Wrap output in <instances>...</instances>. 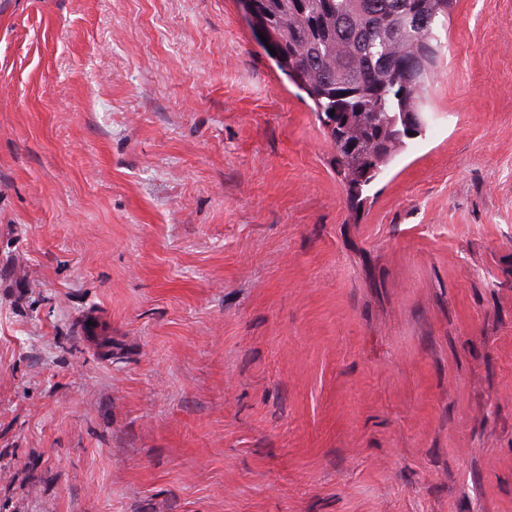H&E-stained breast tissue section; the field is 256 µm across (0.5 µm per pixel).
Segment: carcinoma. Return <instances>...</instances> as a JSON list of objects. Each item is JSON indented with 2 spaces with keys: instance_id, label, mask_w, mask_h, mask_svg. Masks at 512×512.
Here are the masks:
<instances>
[{
  "instance_id": "obj_1",
  "label": "carcinoma",
  "mask_w": 512,
  "mask_h": 512,
  "mask_svg": "<svg viewBox=\"0 0 512 512\" xmlns=\"http://www.w3.org/2000/svg\"><path fill=\"white\" fill-rule=\"evenodd\" d=\"M253 2L280 42L277 67L312 102L336 174L360 202L426 126L437 29L453 0Z\"/></svg>"
}]
</instances>
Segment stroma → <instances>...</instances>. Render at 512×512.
<instances>
[{
  "instance_id": "35a3bbf8",
  "label": "stroma",
  "mask_w": 512,
  "mask_h": 512,
  "mask_svg": "<svg viewBox=\"0 0 512 512\" xmlns=\"http://www.w3.org/2000/svg\"><path fill=\"white\" fill-rule=\"evenodd\" d=\"M350 206L241 0H0V512H512V0Z\"/></svg>"
}]
</instances>
